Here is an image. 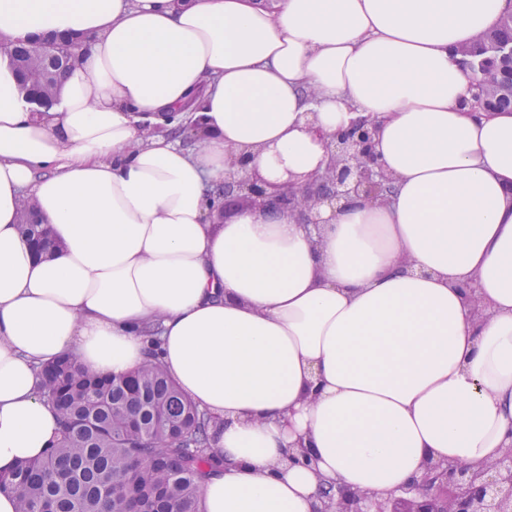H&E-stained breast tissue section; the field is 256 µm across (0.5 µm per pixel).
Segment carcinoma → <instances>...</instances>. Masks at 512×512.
<instances>
[{"instance_id":"carcinoma-1","label":"carcinoma","mask_w":512,"mask_h":512,"mask_svg":"<svg viewBox=\"0 0 512 512\" xmlns=\"http://www.w3.org/2000/svg\"><path fill=\"white\" fill-rule=\"evenodd\" d=\"M512 43V19L502 18L482 40L456 48L482 54L485 45ZM82 42L51 37L28 44L0 42L21 78V90L43 108ZM512 61H487L474 73L497 109H512ZM35 201L20 204V231L35 252L52 253L46 224H30ZM41 397L56 411L59 435L47 457L21 462L3 476V490L18 494V512H203L199 482L218 463L212 416L178 387L151 357L115 378L89 373L69 357L40 368Z\"/></svg>"}]
</instances>
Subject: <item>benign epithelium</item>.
<instances>
[{"instance_id": "1", "label": "benign epithelium", "mask_w": 512, "mask_h": 512, "mask_svg": "<svg viewBox=\"0 0 512 512\" xmlns=\"http://www.w3.org/2000/svg\"><path fill=\"white\" fill-rule=\"evenodd\" d=\"M380 120L371 116L354 120L343 132L324 141L325 166L300 185L263 179L239 157L236 169L224 178L220 215L228 218L239 209H280L294 215L309 235L320 234L321 207L348 205L358 199L381 204L391 192L393 178L378 162L374 140ZM462 293L470 315L482 321L488 310L477 289L466 285ZM288 462L310 469L316 460L303 442L288 446ZM404 505L398 512H512V443L500 455L480 467L431 458L421 465L419 476L385 497L341 482L322 489L314 512H391L388 504Z\"/></svg>"}]
</instances>
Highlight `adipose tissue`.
<instances>
[{
    "instance_id": "ef3b65f1",
    "label": "adipose tissue",
    "mask_w": 512,
    "mask_h": 512,
    "mask_svg": "<svg viewBox=\"0 0 512 512\" xmlns=\"http://www.w3.org/2000/svg\"><path fill=\"white\" fill-rule=\"evenodd\" d=\"M508 14L512 0H0L2 41L87 42L47 112L0 60V472L57 438L42 363L126 375L155 322L166 370L214 418L204 512H313L338 479L382 497L425 458L497 457L512 111L472 108L453 51ZM187 103L207 139L146 134ZM360 116L381 121L386 203L323 209L317 239L282 211L214 212L236 154L298 185ZM26 195L50 258L19 231ZM301 438L315 469L286 460Z\"/></svg>"
}]
</instances>
